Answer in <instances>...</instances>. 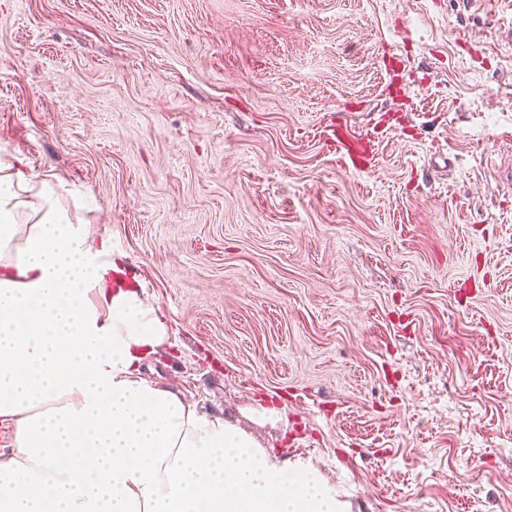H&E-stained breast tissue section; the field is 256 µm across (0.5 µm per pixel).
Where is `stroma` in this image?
Masks as SVG:
<instances>
[{
	"label": "stroma",
	"instance_id": "1",
	"mask_svg": "<svg viewBox=\"0 0 512 512\" xmlns=\"http://www.w3.org/2000/svg\"><path fill=\"white\" fill-rule=\"evenodd\" d=\"M510 131L512 0H0V159L91 200L147 377L343 512H512Z\"/></svg>",
	"mask_w": 512,
	"mask_h": 512
}]
</instances>
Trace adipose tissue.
<instances>
[{
	"label": "adipose tissue",
	"mask_w": 512,
	"mask_h": 512,
	"mask_svg": "<svg viewBox=\"0 0 512 512\" xmlns=\"http://www.w3.org/2000/svg\"><path fill=\"white\" fill-rule=\"evenodd\" d=\"M22 159L0 160V512H338L320 474L150 382L169 327Z\"/></svg>",
	"instance_id": "ef3b65f1"
}]
</instances>
